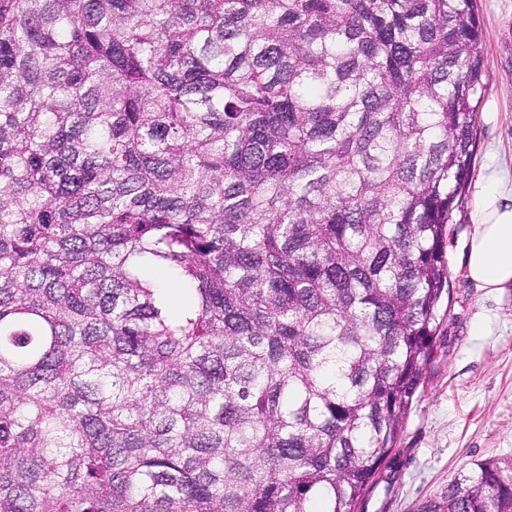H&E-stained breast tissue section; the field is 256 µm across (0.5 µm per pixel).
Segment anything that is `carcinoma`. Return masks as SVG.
Masks as SVG:
<instances>
[{
  "mask_svg": "<svg viewBox=\"0 0 512 512\" xmlns=\"http://www.w3.org/2000/svg\"><path fill=\"white\" fill-rule=\"evenodd\" d=\"M483 69L476 0H0V512H357Z\"/></svg>",
  "mask_w": 512,
  "mask_h": 512,
  "instance_id": "obj_1",
  "label": "carcinoma"
}]
</instances>
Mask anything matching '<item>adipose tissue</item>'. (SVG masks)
Listing matches in <instances>:
<instances>
[{
    "label": "adipose tissue",
    "instance_id": "obj_1",
    "mask_svg": "<svg viewBox=\"0 0 512 512\" xmlns=\"http://www.w3.org/2000/svg\"><path fill=\"white\" fill-rule=\"evenodd\" d=\"M469 218L474 231L465 256L467 277L491 292L512 287V191L497 181L482 185Z\"/></svg>",
    "mask_w": 512,
    "mask_h": 512
}]
</instances>
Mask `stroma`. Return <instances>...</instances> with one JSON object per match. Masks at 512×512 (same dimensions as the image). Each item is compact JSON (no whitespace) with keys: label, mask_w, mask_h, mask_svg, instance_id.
Returning <instances> with one entry per match:
<instances>
[{"label":"stroma","mask_w":512,"mask_h":512,"mask_svg":"<svg viewBox=\"0 0 512 512\" xmlns=\"http://www.w3.org/2000/svg\"><path fill=\"white\" fill-rule=\"evenodd\" d=\"M478 9L485 95L473 131V189L494 173L512 179V0H478ZM469 208H455L448 226L449 303L425 383L361 512H420L477 462L512 459V288L490 294L466 278Z\"/></svg>","instance_id":"35a3bbf8"}]
</instances>
